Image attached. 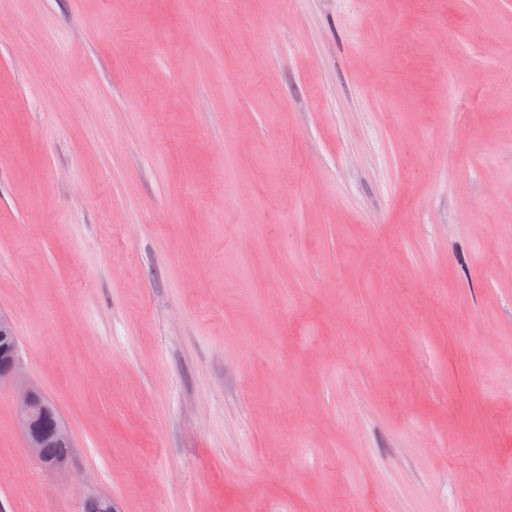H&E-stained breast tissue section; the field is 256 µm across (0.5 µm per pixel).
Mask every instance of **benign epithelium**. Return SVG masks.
Masks as SVG:
<instances>
[{
    "label": "benign epithelium",
    "instance_id": "obj_1",
    "mask_svg": "<svg viewBox=\"0 0 512 512\" xmlns=\"http://www.w3.org/2000/svg\"><path fill=\"white\" fill-rule=\"evenodd\" d=\"M0 378L15 386V417L26 448L37 460L45 461L44 449L72 445L69 432L56 417L41 390L21 371L11 322L0 315Z\"/></svg>",
    "mask_w": 512,
    "mask_h": 512
}]
</instances>
